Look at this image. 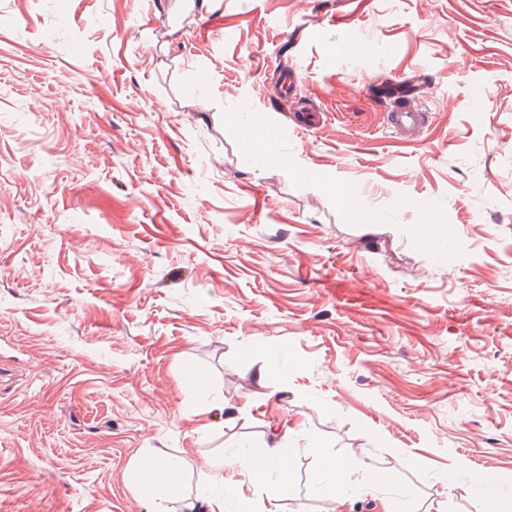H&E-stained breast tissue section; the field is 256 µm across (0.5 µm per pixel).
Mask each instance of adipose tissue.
Here are the masks:
<instances>
[{
    "mask_svg": "<svg viewBox=\"0 0 512 512\" xmlns=\"http://www.w3.org/2000/svg\"><path fill=\"white\" fill-rule=\"evenodd\" d=\"M132 476L146 512H224L222 499L191 496L184 487L179 460L159 450L150 448L140 454Z\"/></svg>",
    "mask_w": 512,
    "mask_h": 512,
    "instance_id": "1",
    "label": "adipose tissue"
}]
</instances>
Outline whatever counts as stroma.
Masks as SVG:
<instances>
[{
    "mask_svg": "<svg viewBox=\"0 0 512 512\" xmlns=\"http://www.w3.org/2000/svg\"><path fill=\"white\" fill-rule=\"evenodd\" d=\"M338 2L0 0V512H145L144 449L205 494L291 427L287 495L230 469L224 512H512V0ZM391 109L385 113L384 123L387 129L400 140L410 139L429 126L428 113L421 105L412 103L410 94H406L400 82L393 80L386 88ZM240 138L244 139L242 145L244 148H251V141L256 144V149H264L266 153L274 151L276 141L267 131H263L258 127L248 126L240 131ZM251 140V141H250ZM256 461L258 459L254 455L242 453L230 457L222 456L208 462L207 466L214 472L215 482L224 489V469L226 467L237 468L240 470V473L251 476L256 471Z\"/></svg>",
    "mask_w": 512,
    "mask_h": 512,
    "instance_id": "1",
    "label": "stroma"
}]
</instances>
